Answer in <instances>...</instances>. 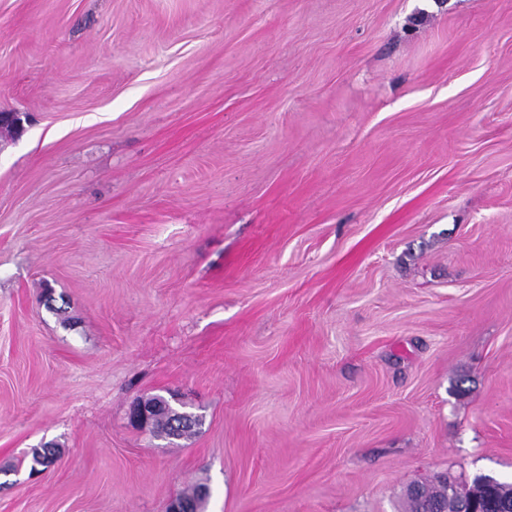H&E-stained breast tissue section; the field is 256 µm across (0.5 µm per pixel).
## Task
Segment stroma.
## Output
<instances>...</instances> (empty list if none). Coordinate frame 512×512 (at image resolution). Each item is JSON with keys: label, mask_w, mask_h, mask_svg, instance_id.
Listing matches in <instances>:
<instances>
[{"label": "stroma", "mask_w": 512, "mask_h": 512, "mask_svg": "<svg viewBox=\"0 0 512 512\" xmlns=\"http://www.w3.org/2000/svg\"><path fill=\"white\" fill-rule=\"evenodd\" d=\"M1 112L0 512L512 477V0H0ZM147 399L166 400L168 403L167 415L157 421L153 433L163 436L168 439H180L191 435L196 432V428L202 425L203 416L191 411L182 410L186 408V404L179 400H171L180 406V409L174 407L170 400L162 396L150 397ZM191 415L192 417H190ZM193 424V427L189 426ZM165 405L161 402L146 404L138 401L132 409V423L144 430H150L153 421L162 413Z\"/></svg>", "instance_id": "obj_1"}]
</instances>
